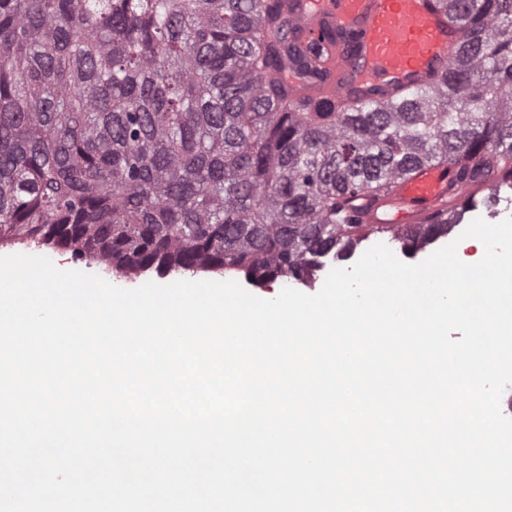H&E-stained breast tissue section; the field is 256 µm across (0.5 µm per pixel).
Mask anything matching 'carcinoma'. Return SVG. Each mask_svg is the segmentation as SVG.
Wrapping results in <instances>:
<instances>
[{
  "label": "carcinoma",
  "mask_w": 512,
  "mask_h": 512,
  "mask_svg": "<svg viewBox=\"0 0 512 512\" xmlns=\"http://www.w3.org/2000/svg\"><path fill=\"white\" fill-rule=\"evenodd\" d=\"M290 0H0V242L63 248L125 276L314 278L362 241L348 210L424 164L505 172L416 253L512 190V0H438L452 65L402 103L288 96L321 78Z\"/></svg>",
  "instance_id": "carcinoma-1"
}]
</instances>
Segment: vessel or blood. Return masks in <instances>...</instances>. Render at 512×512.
<instances>
[{
  "label": "vessel or blood",
  "mask_w": 512,
  "mask_h": 512,
  "mask_svg": "<svg viewBox=\"0 0 512 512\" xmlns=\"http://www.w3.org/2000/svg\"><path fill=\"white\" fill-rule=\"evenodd\" d=\"M290 10L295 34L324 50L323 82L294 80L296 99L327 94L356 105L402 97L444 75L462 41L436 0H291ZM494 184L491 176L460 182L450 167L427 164L391 180L384 194L356 198L353 217L364 235L389 239Z\"/></svg>",
  "instance_id": "1"
}]
</instances>
